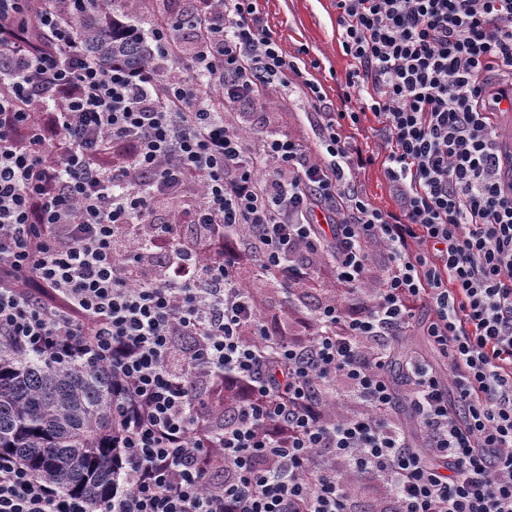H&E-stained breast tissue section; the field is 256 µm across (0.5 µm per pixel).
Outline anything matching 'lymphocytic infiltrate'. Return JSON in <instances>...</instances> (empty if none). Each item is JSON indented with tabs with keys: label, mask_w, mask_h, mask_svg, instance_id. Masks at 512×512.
<instances>
[{
	"label": "lymphocytic infiltrate",
	"mask_w": 512,
	"mask_h": 512,
	"mask_svg": "<svg viewBox=\"0 0 512 512\" xmlns=\"http://www.w3.org/2000/svg\"><path fill=\"white\" fill-rule=\"evenodd\" d=\"M94 6L0 0V336L108 370L112 493L0 453V512H512V0H336L334 112L260 0L130 21L107 61ZM291 89L314 142L228 118ZM368 112L379 155L343 134ZM96 7L95 14L91 17L76 16L72 17L73 23L80 26L85 34L88 43L95 50L97 56L100 58H109L115 52L122 50V52L131 53L132 56H137L135 53L138 51L133 45H116L112 43L111 38L107 33L108 22L110 23L112 15V0H99ZM135 54V55H133ZM359 181L362 190L374 205L384 209L392 208L395 205L388 184L383 177L381 163H375L359 178ZM245 282L250 288L256 289V294L258 298L266 305V306H276L280 308L281 305L284 306V302H281V293L278 290V286L272 285L268 280L260 281L256 278L253 269L249 266L243 269Z\"/></svg>",
	"instance_id": "lymphocytic-infiltrate-1"
}]
</instances>
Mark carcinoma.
<instances>
[{
  "label": "carcinoma",
  "mask_w": 512,
  "mask_h": 512,
  "mask_svg": "<svg viewBox=\"0 0 512 512\" xmlns=\"http://www.w3.org/2000/svg\"><path fill=\"white\" fill-rule=\"evenodd\" d=\"M112 0L91 17L73 16L97 56L116 45L107 33ZM112 386L102 366L49 362L0 339V452L18 456L41 480L96 508L112 491Z\"/></svg>",
  "instance_id": "cac0c4a2"
}]
</instances>
